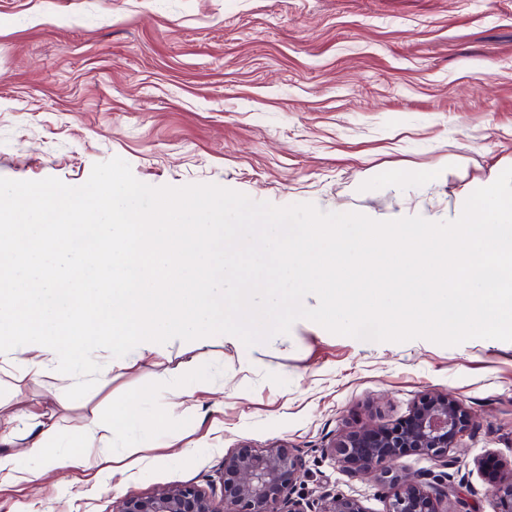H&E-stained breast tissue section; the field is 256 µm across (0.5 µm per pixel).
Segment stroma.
<instances>
[{
  "instance_id": "stroma-1",
  "label": "stroma",
  "mask_w": 512,
  "mask_h": 512,
  "mask_svg": "<svg viewBox=\"0 0 512 512\" xmlns=\"http://www.w3.org/2000/svg\"><path fill=\"white\" fill-rule=\"evenodd\" d=\"M154 187L215 184L276 206L445 218L455 192L512 165V0H0V177L83 184L113 157ZM446 172L405 200L388 171ZM64 374L0 375V397L51 415L58 445L82 418L137 402L164 416L152 443L110 466L0 484V512H112L177 485L222 492L225 457L292 448L296 494L384 512L388 488L335 461V441L407 422L422 396L468 415L448 450L450 512H491L512 468V342H365L297 320L252 348L168 342L83 398ZM189 395L193 414L171 409Z\"/></svg>"
}]
</instances>
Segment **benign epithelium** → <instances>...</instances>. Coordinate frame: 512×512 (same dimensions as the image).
Returning <instances> with one entry per match:
<instances>
[{"label":"benign epithelium","mask_w":512,"mask_h":512,"mask_svg":"<svg viewBox=\"0 0 512 512\" xmlns=\"http://www.w3.org/2000/svg\"><path fill=\"white\" fill-rule=\"evenodd\" d=\"M467 426L461 404L440 394L427 395L403 425L383 431L371 427L351 434L331 447V455L355 472H377L389 486L385 512H443L448 497L447 475L393 476L394 463L414 451L451 465L448 448ZM301 466L293 450L242 448L224 458L220 498L194 485L163 488L146 497H123L112 512H366L355 498L328 493L315 510L295 496ZM492 512H512V472L501 474L491 485Z\"/></svg>","instance_id":"obj_1"}]
</instances>
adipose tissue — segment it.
<instances>
[{
  "mask_svg": "<svg viewBox=\"0 0 512 512\" xmlns=\"http://www.w3.org/2000/svg\"><path fill=\"white\" fill-rule=\"evenodd\" d=\"M161 425V420H150L136 415L133 405L127 404L113 409L111 420L82 421L74 425L72 431L77 447L73 450L52 446L51 441L57 433V427L55 424L42 422L38 438L29 443L27 451L37 454L48 470L62 464L80 465L89 469L97 465L96 454L107 447L113 428L133 427L139 434L152 436Z\"/></svg>",
  "mask_w": 512,
  "mask_h": 512,
  "instance_id": "1",
  "label": "adipose tissue"
}]
</instances>
